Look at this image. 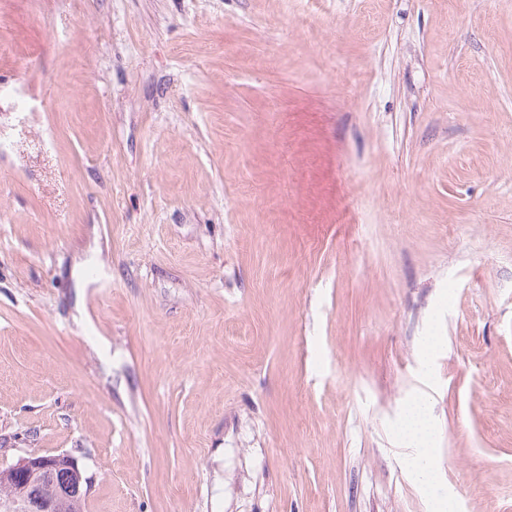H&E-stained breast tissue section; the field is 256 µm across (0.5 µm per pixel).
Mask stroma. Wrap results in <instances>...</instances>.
Returning a JSON list of instances; mask_svg holds the SVG:
<instances>
[{
    "label": "stroma",
    "mask_w": 512,
    "mask_h": 512,
    "mask_svg": "<svg viewBox=\"0 0 512 512\" xmlns=\"http://www.w3.org/2000/svg\"><path fill=\"white\" fill-rule=\"evenodd\" d=\"M512 512V0H0V466L86 512ZM403 437L420 448V454L414 464V472L426 490L437 500L441 507L447 503L448 493L445 487L436 481L435 461L431 446L436 427L430 416L428 404L421 399L410 402L404 412L401 423ZM65 458V459H63ZM66 463L63 465V463ZM65 466L67 468H62ZM60 480H66L69 475V482L60 484L56 480L58 472ZM23 478L27 490L22 483H17L11 490L15 498L24 497L18 501L12 495H2L1 488L7 489L12 483ZM0 512H55L61 505L76 497L86 499L88 494V481L80 469L78 463L69 455H36L30 454L19 459L15 464L0 468ZM19 503H21L19 505ZM82 506L69 503L62 506L60 512H81Z\"/></svg>",
    "instance_id": "obj_1"
}]
</instances>
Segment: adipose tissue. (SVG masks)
Instances as JSON below:
<instances>
[{"mask_svg": "<svg viewBox=\"0 0 512 512\" xmlns=\"http://www.w3.org/2000/svg\"><path fill=\"white\" fill-rule=\"evenodd\" d=\"M403 437L419 448L420 454L414 464V472L426 490L437 500L446 504L448 493L435 477V461L431 444L436 433L428 404L421 399L410 402L401 423Z\"/></svg>", "mask_w": 512, "mask_h": 512, "instance_id": "adipose-tissue-1", "label": "adipose tissue"}]
</instances>
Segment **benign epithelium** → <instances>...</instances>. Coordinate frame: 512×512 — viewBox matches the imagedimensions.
<instances>
[{"label":"benign epithelium","instance_id":"1","mask_svg":"<svg viewBox=\"0 0 512 512\" xmlns=\"http://www.w3.org/2000/svg\"><path fill=\"white\" fill-rule=\"evenodd\" d=\"M70 471V481L60 484L56 474L61 467ZM23 478L28 495L19 501L12 495L0 497V512H56L61 505L76 498H86L88 481L71 456L31 454L15 464L0 468V486L8 488Z\"/></svg>","mask_w":512,"mask_h":512}]
</instances>
